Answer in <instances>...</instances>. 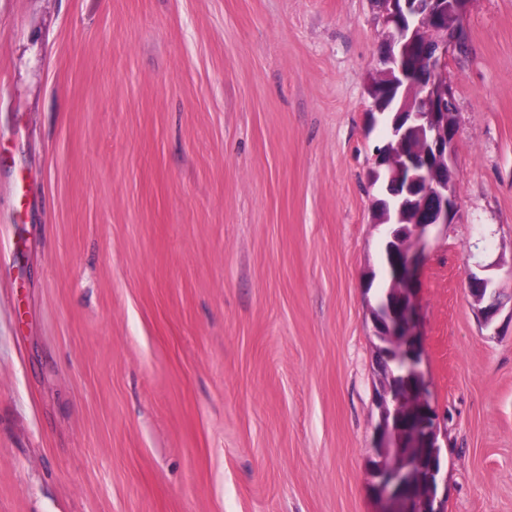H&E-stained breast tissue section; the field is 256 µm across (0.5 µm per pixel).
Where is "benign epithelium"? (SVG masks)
<instances>
[{"instance_id": "1", "label": "benign epithelium", "mask_w": 512, "mask_h": 512, "mask_svg": "<svg viewBox=\"0 0 512 512\" xmlns=\"http://www.w3.org/2000/svg\"><path fill=\"white\" fill-rule=\"evenodd\" d=\"M397 0H381L386 24L391 26L388 44L380 59L381 74L398 73L404 87L397 101V111L407 113L413 124L400 128L390 126L389 140L398 145L419 132L418 143L409 150L381 149L375 155L378 175L406 182V187L421 189L419 206L409 228L392 229L402 223L403 206L384 212L378 221L385 235L395 243L399 258L388 266L396 296L401 304L394 307L380 300L370 307L376 355L405 366V373L394 375L378 372L376 406L378 420L373 443L369 448L368 476L380 504L378 512H446L448 476L443 469L440 415L431 402L429 385L419 370V352L414 325V276L426 247L428 230L447 224L457 205L456 155L457 112L452 91L439 93V85L448 56V47L458 42L465 0H446L444 8L431 5L433 0H404L409 21L401 26L396 21ZM437 32L431 43H420L426 28ZM487 268L477 267L467 273L470 296L478 305L477 314L484 325H491L500 314L503 303ZM416 421L415 447L421 449L417 471L413 477L422 487L417 496L395 493L396 459L393 449L402 446L399 424L406 418Z\"/></svg>"}]
</instances>
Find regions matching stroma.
I'll list each match as a JSON object with an SVG mask.
<instances>
[{
	"mask_svg": "<svg viewBox=\"0 0 512 512\" xmlns=\"http://www.w3.org/2000/svg\"><path fill=\"white\" fill-rule=\"evenodd\" d=\"M461 25L420 369L447 512H512V0ZM388 34L376 0H0V512H376ZM488 269L478 265L477 270L467 273V286L470 296L478 305L477 314L485 326L491 325L503 308V302L495 300L498 291L493 278L484 274ZM483 295L486 303L483 305Z\"/></svg>",
	"mask_w": 512,
	"mask_h": 512,
	"instance_id": "35a3bbf8",
	"label": "stroma"
}]
</instances>
